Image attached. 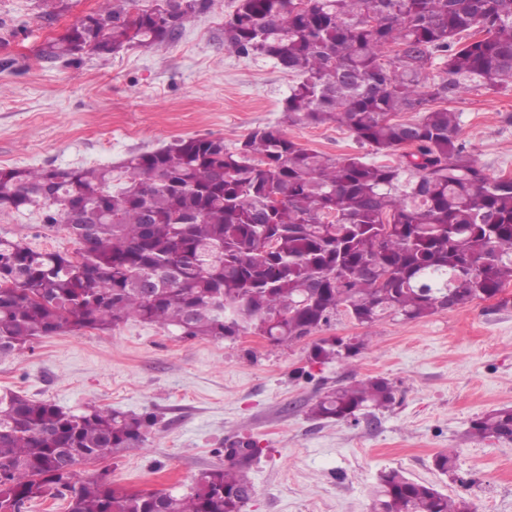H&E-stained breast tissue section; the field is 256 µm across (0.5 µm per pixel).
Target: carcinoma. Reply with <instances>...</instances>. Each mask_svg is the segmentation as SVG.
<instances>
[{
	"mask_svg": "<svg viewBox=\"0 0 512 512\" xmlns=\"http://www.w3.org/2000/svg\"><path fill=\"white\" fill-rule=\"evenodd\" d=\"M102 0L41 58L77 63L174 39L216 0ZM224 46L296 77L290 126L336 123L373 159L333 158L276 126L230 149L180 138L117 167H0V210L38 207L80 244L39 252L0 237V358L43 336L104 331L131 318L185 337L261 332L278 344L345 311L359 324L415 321L512 283V176L486 172L460 140L449 104L472 84L512 90V0H236ZM436 75L429 76L430 71ZM415 112L414 120H398ZM399 155L397 163L382 158ZM360 336L314 345L321 364L356 359ZM389 380L338 386L308 409L345 421L390 405ZM153 417L65 411L0 394V512L47 494L68 512H245L259 461L252 440L217 449L224 465L186 494L143 492L75 468L140 448ZM469 433L512 441V407ZM374 512H467L434 486L382 471Z\"/></svg>",
	"mask_w": 512,
	"mask_h": 512,
	"instance_id": "1",
	"label": "carcinoma"
}]
</instances>
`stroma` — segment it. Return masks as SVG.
<instances>
[{
    "label": "stroma",
    "mask_w": 512,
    "mask_h": 512,
    "mask_svg": "<svg viewBox=\"0 0 512 512\" xmlns=\"http://www.w3.org/2000/svg\"><path fill=\"white\" fill-rule=\"evenodd\" d=\"M63 3L49 19L42 0H0V167L115 166L192 135L230 147L264 125L335 158L366 152L336 124L285 122L292 77L224 45L233 0H217L168 43L73 65L41 60L38 49L101 0ZM451 108L467 149L490 174L512 175V90L477 87ZM0 237L36 251L78 247L40 210H0ZM505 292V308L476 300L410 322L367 327L340 313L288 345L250 334L183 338L131 319L34 340L0 360V392L67 411L156 416L144 447L78 466L80 481L105 473L136 490L186 492L219 463L217 449L249 438L262 454L246 512H370L372 486L391 469L472 510L512 512V442L467 434L476 416L512 407V283ZM330 336L367 344L351 362L312 364V346ZM373 377L394 388L388 409L340 422L309 417L324 391ZM448 449L456 468L444 475L434 460Z\"/></svg>",
    "instance_id": "stroma-1"
}]
</instances>
